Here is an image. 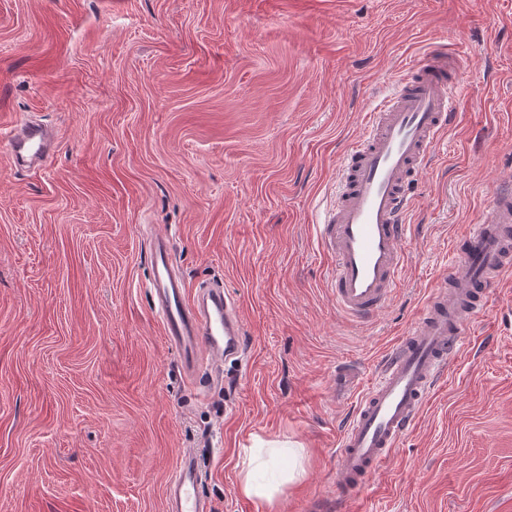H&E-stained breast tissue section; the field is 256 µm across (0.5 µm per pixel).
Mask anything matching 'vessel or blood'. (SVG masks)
<instances>
[{
    "mask_svg": "<svg viewBox=\"0 0 512 512\" xmlns=\"http://www.w3.org/2000/svg\"><path fill=\"white\" fill-rule=\"evenodd\" d=\"M462 86L460 58L434 47L423 62L407 69L379 107L366 113L364 136L345 154L320 240L333 260L331 298L353 322L371 321L400 286L417 176L431 165L438 142L454 126ZM5 135L7 153L17 166L47 160L55 140L33 121L12 125ZM491 196L493 203L479 223L453 240L447 273L436 280L409 331L358 395L336 443L337 499L365 489L392 458L419 421L449 357L487 310L492 290L512 273V186L494 185ZM171 251L170 238L157 235L148 288L185 378L194 379L205 363L245 361L246 330L237 299L223 288L189 296ZM201 482L194 453L184 451L166 486L165 512H211Z\"/></svg>",
    "mask_w": 512,
    "mask_h": 512,
    "instance_id": "vessel-or-blood-1",
    "label": "vessel or blood"
}]
</instances>
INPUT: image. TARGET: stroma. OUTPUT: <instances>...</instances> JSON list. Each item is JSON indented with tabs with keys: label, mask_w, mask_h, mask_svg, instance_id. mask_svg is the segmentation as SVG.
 Listing matches in <instances>:
<instances>
[{
	"label": "stroma",
	"mask_w": 512,
	"mask_h": 512,
	"mask_svg": "<svg viewBox=\"0 0 512 512\" xmlns=\"http://www.w3.org/2000/svg\"><path fill=\"white\" fill-rule=\"evenodd\" d=\"M434 45L465 49L459 118L397 294L355 325L318 226L364 114ZM26 116L59 145L23 171L0 149V512H163L187 448L212 512H313L377 360L512 180V0H0V124ZM152 234L239 298L249 363L181 377ZM250 458L272 503L239 490ZM341 512H512V279Z\"/></svg>",
	"instance_id": "1"
}]
</instances>
